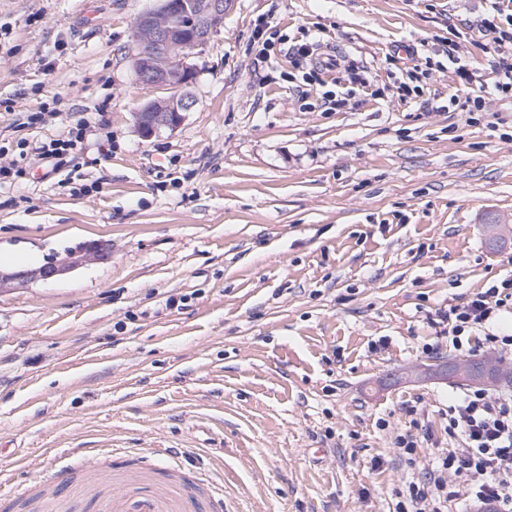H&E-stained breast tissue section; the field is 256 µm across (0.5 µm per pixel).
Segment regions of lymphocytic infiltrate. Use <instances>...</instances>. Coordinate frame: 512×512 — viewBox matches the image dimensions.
I'll return each instance as SVG.
<instances>
[{"label":"lymphocytic infiltrate","instance_id":"1","mask_svg":"<svg viewBox=\"0 0 512 512\" xmlns=\"http://www.w3.org/2000/svg\"><path fill=\"white\" fill-rule=\"evenodd\" d=\"M501 7L493 0L481 23L495 34L497 56L492 85L456 53L448 59L460 84L473 87L471 96H450L447 107L458 112L483 111L486 95L512 99V20L500 21ZM512 309V274L492 281L467 302L450 307L442 315L448 326V347L464 351V337L478 336L479 347L499 350L512 347V335H499L492 326L501 312ZM448 435L459 447L434 451L432 468L424 478H409L395 491L396 512H454L459 499L490 504L495 512H512V396L490 397L471 389L448 406ZM464 479L463 490L448 486L449 474Z\"/></svg>","mask_w":512,"mask_h":512}]
</instances>
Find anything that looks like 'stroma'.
I'll return each mask as SVG.
<instances>
[{"label":"stroma","instance_id":"stroma-1","mask_svg":"<svg viewBox=\"0 0 512 512\" xmlns=\"http://www.w3.org/2000/svg\"><path fill=\"white\" fill-rule=\"evenodd\" d=\"M154 5L0 0V158L25 171L0 186V255L112 245L0 291V495L40 512L49 466L79 481L116 448H180L236 512H395L406 476L458 447L445 413L466 390L399 375L459 360L440 313L512 273V102L475 124L443 108L467 94L449 44L493 78L489 4L233 0L188 58L191 110L147 140L134 114L167 91L140 83L134 30ZM260 20L285 43L265 59ZM305 41L341 68L304 83ZM413 71L422 94L400 96ZM81 120L50 171L37 147Z\"/></svg>","mask_w":512,"mask_h":512}]
</instances>
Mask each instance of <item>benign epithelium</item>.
<instances>
[{"label":"benign epithelium","instance_id":"1","mask_svg":"<svg viewBox=\"0 0 512 512\" xmlns=\"http://www.w3.org/2000/svg\"><path fill=\"white\" fill-rule=\"evenodd\" d=\"M157 6L137 19L135 70L141 83L155 87L181 88L183 92L145 103L135 113L141 137L150 139L174 130L193 106L191 93L195 72L186 62L192 51L203 47L210 36L224 27V15L232 0H156ZM111 245L102 240L84 244L42 266L16 271L0 270V290L34 282L56 280L78 268L107 260ZM498 368L512 373V365L500 366L494 359L474 367L464 362L439 361L402 372L413 381L455 379L470 385L490 387L489 372Z\"/></svg>","mask_w":512,"mask_h":512}]
</instances>
